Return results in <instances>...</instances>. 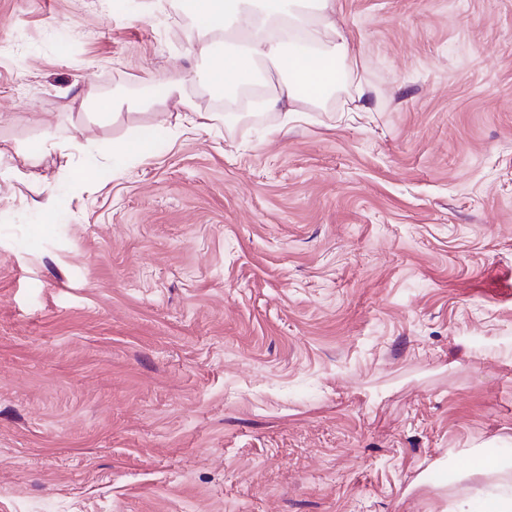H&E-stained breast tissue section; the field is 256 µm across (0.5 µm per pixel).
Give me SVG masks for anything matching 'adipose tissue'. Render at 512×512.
<instances>
[{"mask_svg": "<svg viewBox=\"0 0 512 512\" xmlns=\"http://www.w3.org/2000/svg\"><path fill=\"white\" fill-rule=\"evenodd\" d=\"M193 20V77L172 73L146 82L150 98L174 101L180 125L207 128L212 113L195 110L188 82L227 100L263 87L262 106L283 121L325 104L348 73L351 50L336 23L335 0H187Z\"/></svg>", "mask_w": 512, "mask_h": 512, "instance_id": "1", "label": "adipose tissue"}]
</instances>
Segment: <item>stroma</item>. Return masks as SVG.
Segmentation results:
<instances>
[{
	"label": "stroma",
	"mask_w": 512,
	"mask_h": 512,
	"mask_svg": "<svg viewBox=\"0 0 512 512\" xmlns=\"http://www.w3.org/2000/svg\"><path fill=\"white\" fill-rule=\"evenodd\" d=\"M139 2L0 0V512L507 492L466 464L512 448V0H336L344 89L283 131L191 84L197 133L143 100L185 0Z\"/></svg>",
	"instance_id": "1"
}]
</instances>
